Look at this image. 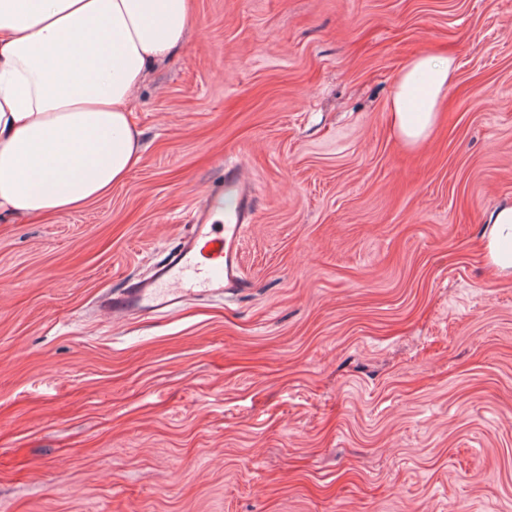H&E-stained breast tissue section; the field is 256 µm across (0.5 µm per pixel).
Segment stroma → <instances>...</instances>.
<instances>
[{"instance_id": "35a3bbf8", "label": "stroma", "mask_w": 512, "mask_h": 512, "mask_svg": "<svg viewBox=\"0 0 512 512\" xmlns=\"http://www.w3.org/2000/svg\"><path fill=\"white\" fill-rule=\"evenodd\" d=\"M134 92L144 151L0 222V512H512V0H194ZM457 80L423 146L389 102ZM239 163L247 291L111 322ZM457 66L450 56L420 55L402 70L390 100V115L398 138L409 147L428 140L440 103L453 87ZM480 247L498 276H512V206H503L492 213Z\"/></svg>"}]
</instances>
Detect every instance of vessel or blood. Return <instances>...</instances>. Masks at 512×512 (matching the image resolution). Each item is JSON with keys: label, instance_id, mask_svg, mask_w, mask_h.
<instances>
[{"label": "vessel or blood", "instance_id": "b4317fda", "mask_svg": "<svg viewBox=\"0 0 512 512\" xmlns=\"http://www.w3.org/2000/svg\"><path fill=\"white\" fill-rule=\"evenodd\" d=\"M218 192L235 196V207L222 211L213 203L197 212L189 233L166 262L101 300L114 320L163 316L188 301L220 299L225 291L247 287L239 243L253 221L251 184L239 166L228 165Z\"/></svg>", "mask_w": 512, "mask_h": 512}]
</instances>
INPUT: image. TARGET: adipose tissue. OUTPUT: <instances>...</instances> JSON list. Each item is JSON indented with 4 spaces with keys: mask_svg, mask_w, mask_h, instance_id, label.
Here are the masks:
<instances>
[{
    "mask_svg": "<svg viewBox=\"0 0 512 512\" xmlns=\"http://www.w3.org/2000/svg\"><path fill=\"white\" fill-rule=\"evenodd\" d=\"M194 24L192 0H0V220L76 211L125 181L142 154L132 94ZM456 70L449 55L404 67L389 110L405 145L428 140ZM480 247L512 276V206Z\"/></svg>",
    "mask_w": 512,
    "mask_h": 512,
    "instance_id": "1",
    "label": "adipose tissue"
}]
</instances>
